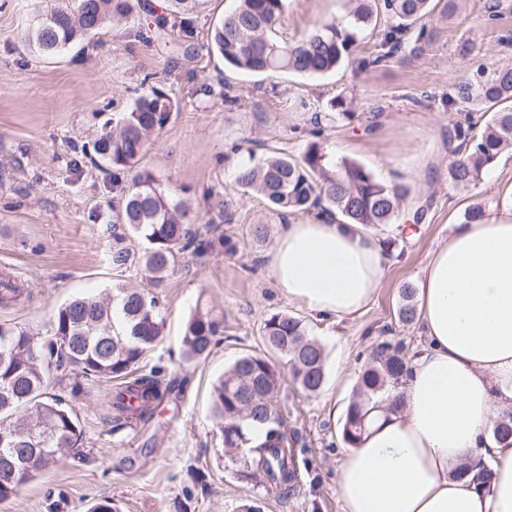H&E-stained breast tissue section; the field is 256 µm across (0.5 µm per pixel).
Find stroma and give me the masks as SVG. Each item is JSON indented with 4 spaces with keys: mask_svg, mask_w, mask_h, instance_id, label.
<instances>
[{
    "mask_svg": "<svg viewBox=\"0 0 512 512\" xmlns=\"http://www.w3.org/2000/svg\"><path fill=\"white\" fill-rule=\"evenodd\" d=\"M48 2L0 0V271L31 292L24 305L0 307V324L42 333L53 310L74 296L126 279L149 288L140 271L113 266L112 170L81 152L105 120L128 110L145 76H153L178 109L138 170L182 189L203 245L180 256L159 294L165 337L145 364L159 367L171 394L148 421L120 429L106 406L112 383L84 382L74 403L83 429L77 453L35 472L14 498L0 503V512H47L50 494L62 495L61 512H88L104 499L117 512H176L181 501L189 512H238L246 501L261 512H341L336 468L346 447L340 426L367 355L384 341L401 340L410 348L418 343L416 326L397 317L403 285L418 284L431 252L450 225L462 223L465 210H512V152L470 190L452 186V116L442 101L455 76L512 57V47L501 42L512 34V11L491 26L486 15L495 0H459L454 13L438 9L427 19L432 38L417 53L362 72L356 58L371 50L367 38L334 73L306 78L233 71L208 51L207 33L231 0H208L191 44L173 35L142 40L138 32L150 17L136 12L47 62L29 52L22 36ZM346 12L345 0H288L278 38L294 41ZM467 42L472 52L460 56ZM225 89L240 96L238 107L225 105ZM334 97L346 101L351 118L332 112L317 117L302 108ZM318 123L333 156L361 164L381 181L408 185L404 211L423 213L407 230L404 250L374 303L338 322L317 318L274 286L265 257L283 218L234 182L237 164L248 158L244 151L232 153L234 144L247 139L297 156ZM255 224L266 225L265 240L253 239ZM199 303L223 314L224 333L206 360L187 362L181 337ZM276 312L302 320L327 355L325 386L310 398L293 385L286 359L272 357L283 377L288 426L299 437L298 483L280 499L239 476L237 463L221 451L210 410L215 380L239 355L262 350L263 321ZM196 469L206 486L189 501L185 491Z\"/></svg>",
    "mask_w": 512,
    "mask_h": 512,
    "instance_id": "35a3bbf8",
    "label": "stroma"
}]
</instances>
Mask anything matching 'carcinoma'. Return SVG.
<instances>
[{
    "mask_svg": "<svg viewBox=\"0 0 512 512\" xmlns=\"http://www.w3.org/2000/svg\"><path fill=\"white\" fill-rule=\"evenodd\" d=\"M166 12L155 16L145 32L150 40L166 31L168 17L183 20L182 40L194 39L192 15L206 0H166ZM287 0H236L235 8L212 27L209 47L237 71L260 74L286 72L322 77L342 64L365 33L374 36L372 51L359 59L362 70L384 67L409 42L421 49L423 20L433 0H348L346 19L314 27L288 44L277 39L275 27ZM131 0H80L37 13L24 33L27 47L38 56L54 59L108 21L127 17ZM448 111L464 115L448 131L454 160L449 167L453 185L467 189L506 151H512V66L479 68L448 85ZM177 103L161 88L137 96L127 112L106 122L88 144L98 166L112 167V188L118 192L119 223L112 225V265L131 266L145 273L153 287L163 288L178 255L200 248L197 235L184 221L185 202L176 190L154 176L138 175L129 185L123 175L139 165L151 137L169 122ZM482 112L483 130L474 132L472 112ZM316 140L298 156L272 151L240 165L235 184L245 193L263 197L282 213L325 214L347 224L379 230L396 224L409 186L376 179L359 163L336 160ZM136 240L139 252L127 241ZM416 290L401 288L399 321L417 319ZM22 288L0 280V304L16 302ZM224 319L201 304L188 318L181 339L183 357L202 361L209 357L222 332ZM165 331V316L158 296L117 283L106 292L79 296L60 305L46 334L21 326L0 324V503L14 497L33 472L50 468L70 456L81 438L80 419L69 400L54 392L73 369L83 379L120 381L110 395L119 419L150 417L152 404L170 392L161 372L152 368L137 373ZM263 342L287 358L295 384L306 394H318L325 383L324 346L309 336L301 320L286 313H272L264 321ZM407 347L401 340L384 342L374 349L354 388L341 429L347 447L359 445L385 403L403 385L408 372ZM282 378L263 353L240 355L214 384L211 414L223 449L243 462V476L262 482L266 494L292 491L297 470L286 419L278 404ZM266 428L262 442L252 444L255 426ZM494 436L512 441V413L500 416Z\"/></svg>",
    "mask_w": 512,
    "mask_h": 512,
    "instance_id": "obj_1",
    "label": "carcinoma"
}]
</instances>
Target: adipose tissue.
<instances>
[{
	"label": "adipose tissue",
	"instance_id": "1",
	"mask_svg": "<svg viewBox=\"0 0 512 512\" xmlns=\"http://www.w3.org/2000/svg\"><path fill=\"white\" fill-rule=\"evenodd\" d=\"M391 263L360 224L290 221L267 256L290 299L337 321L374 302ZM419 344L401 408L384 411L337 468L342 512H512V445L493 437L512 410V212L452 225L418 290ZM491 464L490 491L458 476Z\"/></svg>",
	"mask_w": 512,
	"mask_h": 512
}]
</instances>
